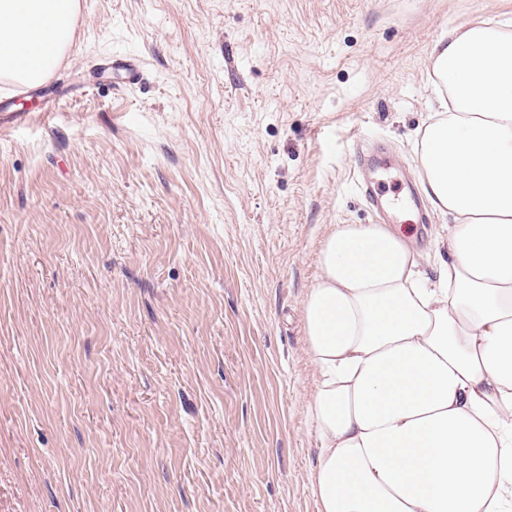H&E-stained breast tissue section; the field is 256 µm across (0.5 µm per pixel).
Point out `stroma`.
<instances>
[{"label": "stroma", "mask_w": 512, "mask_h": 512, "mask_svg": "<svg viewBox=\"0 0 512 512\" xmlns=\"http://www.w3.org/2000/svg\"><path fill=\"white\" fill-rule=\"evenodd\" d=\"M512 0H80L0 132V512H318L302 303L417 177L440 33ZM136 59L125 84L106 61ZM442 217L400 209L429 254Z\"/></svg>", "instance_id": "1"}]
</instances>
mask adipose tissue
I'll return each mask as SVG.
<instances>
[{
  "label": "adipose tissue",
  "instance_id": "adipose-tissue-1",
  "mask_svg": "<svg viewBox=\"0 0 512 512\" xmlns=\"http://www.w3.org/2000/svg\"><path fill=\"white\" fill-rule=\"evenodd\" d=\"M78 8L0 0V79L49 77ZM428 79L415 154L447 257L336 224L303 302L319 512H512V21L449 27Z\"/></svg>",
  "mask_w": 512,
  "mask_h": 512
}]
</instances>
